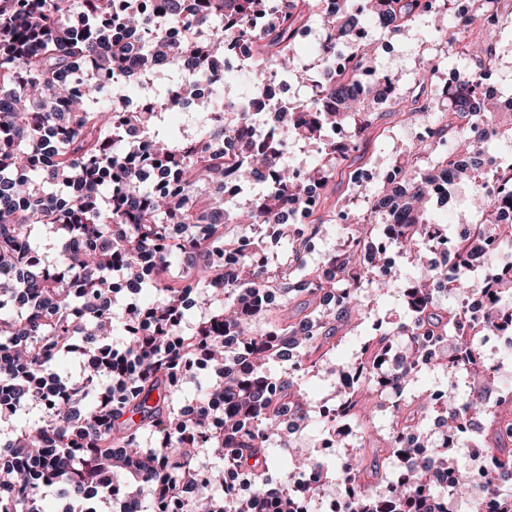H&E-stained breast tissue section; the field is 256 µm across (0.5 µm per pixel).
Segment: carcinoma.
Here are the masks:
<instances>
[{"instance_id":"cac0c4a2","label":"carcinoma","mask_w":512,"mask_h":512,"mask_svg":"<svg viewBox=\"0 0 512 512\" xmlns=\"http://www.w3.org/2000/svg\"><path fill=\"white\" fill-rule=\"evenodd\" d=\"M0 0V420L36 408L40 417L0 449V512H45L40 490L96 512L114 489L129 512H304L305 497L328 484L346 498L345 512H450L452 500L477 497L490 512H512V396L487 409L502 392L498 368L483 361L479 342L512 328V270L483 275V318L465 330L462 300L438 302L436 284L448 270L431 258L451 240L432 238L427 207L434 201L429 160L449 182H465L484 224L497 207L512 206V162L497 170L499 197L491 201L474 179L480 156L494 140L512 143V117L501 111L512 89L481 90L492 70L491 51L503 37L499 12L512 0H476L467 16L454 0ZM366 15L385 21L384 34L403 32L452 45L467 61L454 84L439 82L440 62L420 58L413 86L397 87L376 109L349 86L374 68L379 44L357 30ZM165 13L181 37L151 23ZM317 26L327 33L315 46V75L300 68L297 33ZM249 47L251 92L228 93L227 44ZM186 59L212 93L198 98L195 80L178 95L142 88L154 100L145 110L113 98L112 79L158 70L179 81ZM81 71L87 89L72 93ZM294 81L302 94L262 97L266 79ZM290 122L280 134L252 123V109ZM193 110L194 128L165 129L166 115ZM422 117L436 139L401 151L394 165L399 187L382 183L359 210L322 211L291 227L289 208L324 189L340 168L359 159L372 128L386 114ZM354 136L340 147L336 129ZM316 142L311 162H283L288 143ZM342 222L343 244L329 254L332 276L308 261L324 224ZM268 225L287 250L271 271L264 241L229 237L226 225ZM384 239L401 255L415 254L413 279L378 276L364 259L367 244ZM234 257L231 264L225 256ZM457 292L468 293L480 274L469 248L458 247ZM398 293L407 319L378 322L347 364L360 374L350 394L338 387L334 423L359 429L358 443L340 461L296 455L279 469L277 448L292 447L307 427L312 402L296 373L330 358L338 333L355 328L363 293ZM154 294L144 304L139 296ZM198 309L181 332L186 312ZM264 321V327L255 324ZM122 332V348L112 336ZM233 336L238 345H226ZM443 343L431 356L422 348ZM397 366L378 360L390 346ZM77 354L75 377L58 370ZM213 375L200 384L195 360ZM245 358L247 369L237 364ZM443 369L467 386L447 388L441 411L448 431L486 448L481 474L458 464L448 443L432 434L434 389L418 385ZM194 383L201 395L188 411L175 395ZM387 390L396 399L384 411L388 428L375 441L367 423ZM224 401V410L210 399ZM376 442L364 465V448ZM208 448L224 461L218 475L195 489L188 478L197 453ZM281 470L278 494L262 500ZM245 471L252 494L224 485L229 471ZM452 473L450 484L436 476Z\"/></svg>"}]
</instances>
